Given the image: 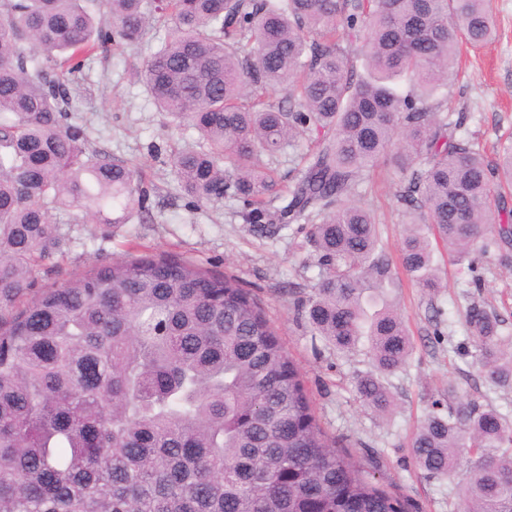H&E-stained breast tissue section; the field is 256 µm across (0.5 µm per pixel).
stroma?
Instances as JSON below:
<instances>
[{
	"label": "stroma",
	"mask_w": 512,
	"mask_h": 512,
	"mask_svg": "<svg viewBox=\"0 0 512 512\" xmlns=\"http://www.w3.org/2000/svg\"><path fill=\"white\" fill-rule=\"evenodd\" d=\"M498 38L462 59V72L449 85L448 109L463 118L461 133L478 137L488 159H495L500 139L512 137V0H490ZM161 35L138 45L114 47L97 57L72 94L71 118L84 124L88 146L105 150L138 170L148 187L149 213L125 224L93 223L78 209L63 213L68 237L63 255L36 273L38 285H58L83 266L119 259L132 247L191 260L217 274H233L251 290L277 327L286 352L298 363L321 424L336 448L346 451L384 487L405 500L409 512H455L458 476L430 478L415 465L410 440L433 402H447L444 389L455 383L461 395L512 415V389L487 385L470 354L464 314L473 302L506 322L512 339V266L480 262V285L460 277L446 250L436 252L443 289L430 295L396 270L390 295L401 309L414 340L409 364L390 379L396 406L379 418L365 409L354 390L355 375L367 368L362 354L345 355L312 340L297 321L295 298L308 292L318 269L314 251L287 225L275 235L251 232L241 202L195 208L175 178L168 159L172 149L194 144L197 135L173 116L157 111L138 70L156 52ZM400 179L380 167L363 198L385 230L382 244L397 255L403 206ZM442 313L441 327L429 317Z\"/></svg>",
	"instance_id": "obj_1"
}]
</instances>
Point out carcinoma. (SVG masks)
I'll list each match as a JSON object with an SVG mask.
<instances>
[{
  "mask_svg": "<svg viewBox=\"0 0 512 512\" xmlns=\"http://www.w3.org/2000/svg\"><path fill=\"white\" fill-rule=\"evenodd\" d=\"M0 0V512H404L333 448L296 362L232 275L130 252L34 289L63 253L57 214L98 224L146 211L127 162L88 148L69 121L87 61L170 34L140 71L155 104L205 141L172 151L193 203L234 197L248 224L304 226L317 282L311 335L366 344L355 378L377 415L385 379L414 350L384 288L393 263L354 198L381 163L403 184L402 269L440 287L435 246L460 273L512 242V138L491 166L448 132L445 96L462 48L494 41L490 0ZM283 100H265L271 89ZM313 135L288 195L262 162ZM281 200L283 205L274 202ZM464 320L487 383L512 386L500 320ZM431 477L466 462L459 512H512V418L472 400L426 414L410 442Z\"/></svg>",
  "mask_w": 512,
  "mask_h": 512,
  "instance_id": "carcinoma-1",
  "label": "carcinoma"
}]
</instances>
